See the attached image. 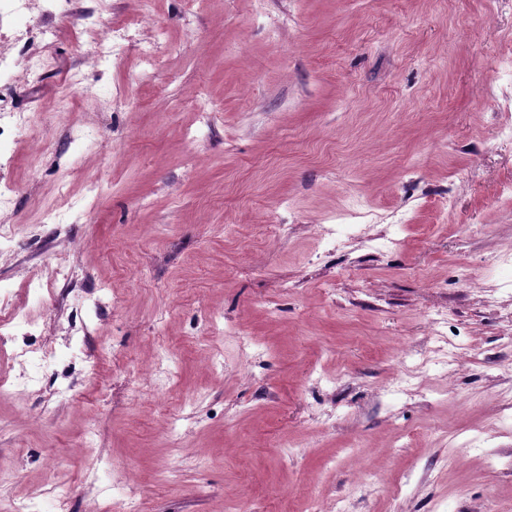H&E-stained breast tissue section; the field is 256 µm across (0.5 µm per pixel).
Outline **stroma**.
Masks as SVG:
<instances>
[{
  "label": "stroma",
  "instance_id": "stroma-1",
  "mask_svg": "<svg viewBox=\"0 0 512 512\" xmlns=\"http://www.w3.org/2000/svg\"><path fill=\"white\" fill-rule=\"evenodd\" d=\"M135 16L157 64L100 63ZM9 23L28 38L0 56L34 67L0 71V113L32 128L0 134V286L57 362L29 389L0 348V512H125L129 477L137 512H512V471L448 440L512 390V270L485 269L512 252L487 96L512 0H29ZM351 210L397 247L324 249ZM435 311L453 357L422 366Z\"/></svg>",
  "mask_w": 512,
  "mask_h": 512
}]
</instances>
